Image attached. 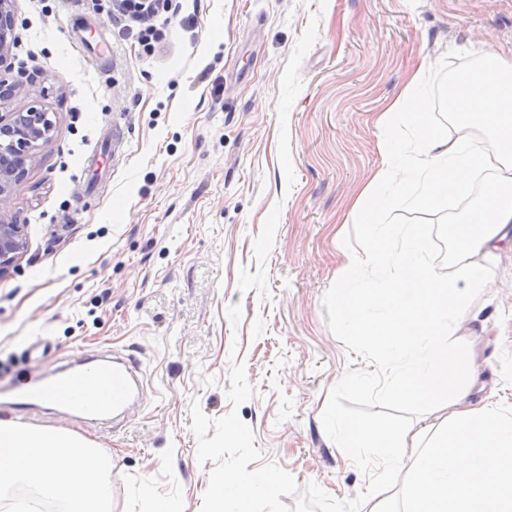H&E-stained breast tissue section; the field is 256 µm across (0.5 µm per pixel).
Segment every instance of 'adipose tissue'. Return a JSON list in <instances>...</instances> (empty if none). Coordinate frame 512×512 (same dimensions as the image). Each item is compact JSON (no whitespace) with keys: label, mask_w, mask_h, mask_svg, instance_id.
Here are the masks:
<instances>
[{"label":"adipose tissue","mask_w":512,"mask_h":512,"mask_svg":"<svg viewBox=\"0 0 512 512\" xmlns=\"http://www.w3.org/2000/svg\"><path fill=\"white\" fill-rule=\"evenodd\" d=\"M453 108L463 126L490 134L491 150L475 151L465 134L439 137L424 99L408 91L381 114L380 130L392 138L409 131L414 147L398 161L385 155L361 200L363 236L345 250L336 282L341 328L402 364L377 400H426L431 411L393 438L347 421L341 428L347 447L403 475L402 512H512V407L471 401L478 370L453 341L470 292L485 286L512 224V65L491 56L479 90L469 76L458 77ZM485 168L496 177L484 205L469 214L476 231L464 236L448 274L427 261L418 227L399 228V249L376 250L388 234L376 217L394 177L402 179V201L430 205L443 194L466 195L473 173ZM111 474V456L79 436L0 421L1 486L34 484L58 512H110Z\"/></svg>","instance_id":"ef3b65f1"}]
</instances>
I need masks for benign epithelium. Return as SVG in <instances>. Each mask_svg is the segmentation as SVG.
<instances>
[{"mask_svg": "<svg viewBox=\"0 0 512 512\" xmlns=\"http://www.w3.org/2000/svg\"><path fill=\"white\" fill-rule=\"evenodd\" d=\"M15 0H0V103L10 100L23 86L13 76L10 57L14 46ZM54 129L49 112L36 104L19 112L0 114V276L9 272L28 251L25 225L7 212L16 187L23 181L37 142L46 141Z\"/></svg>", "mask_w": 512, "mask_h": 512, "instance_id": "1", "label": "benign epithelium"}]
</instances>
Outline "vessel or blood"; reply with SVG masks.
<instances>
[{
  "mask_svg": "<svg viewBox=\"0 0 512 512\" xmlns=\"http://www.w3.org/2000/svg\"><path fill=\"white\" fill-rule=\"evenodd\" d=\"M133 361L117 364L93 363L76 372L54 378L32 373H21L13 387L11 404L22 412L30 406L51 404L57 397H65L75 409H83L86 402H94L97 412L103 413L125 403L131 395Z\"/></svg>",
  "mask_w": 512,
  "mask_h": 512,
  "instance_id": "1",
  "label": "vessel or blood"
}]
</instances>
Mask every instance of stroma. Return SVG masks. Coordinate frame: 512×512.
Wrapping results in <instances>:
<instances>
[{
	"mask_svg": "<svg viewBox=\"0 0 512 512\" xmlns=\"http://www.w3.org/2000/svg\"><path fill=\"white\" fill-rule=\"evenodd\" d=\"M108 0H16V96L55 122L8 208L29 248L0 277V420L67 431L110 455L112 512L160 501L200 512L213 462L197 460L191 406L237 412L260 464L338 499L367 478L341 450L343 418L388 433L423 401L373 397L381 364L336 314L341 250L362 235L359 199L384 160L380 113L422 75L436 133L455 139L448 84L497 50L512 61V0H172L159 50L119 34ZM493 179L425 207L378 214L417 226L447 271L449 225ZM455 341L512 403V250L471 295ZM136 358L142 390L118 419L11 410L23 371ZM254 391L232 406V361ZM30 485L0 512H56Z\"/></svg>",
	"mask_w": 512,
	"mask_h": 512,
	"instance_id": "obj_1",
	"label": "stroma"
}]
</instances>
